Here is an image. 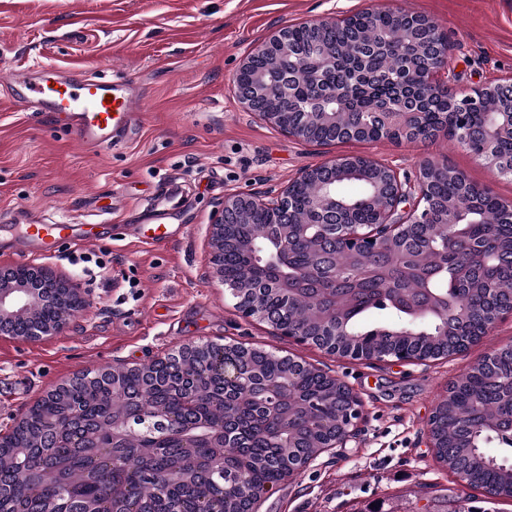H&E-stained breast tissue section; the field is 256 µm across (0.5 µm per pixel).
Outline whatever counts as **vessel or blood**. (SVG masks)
I'll return each instance as SVG.
<instances>
[{
    "mask_svg": "<svg viewBox=\"0 0 512 512\" xmlns=\"http://www.w3.org/2000/svg\"><path fill=\"white\" fill-rule=\"evenodd\" d=\"M0 85L11 89L15 105L52 116L92 151L111 148L116 132L134 129L141 117L139 99L123 78H68L54 70L27 77L16 70L1 74ZM73 231L63 223L23 224L13 227L12 244L18 255L44 256Z\"/></svg>",
    "mask_w": 512,
    "mask_h": 512,
    "instance_id": "vessel-or-blood-1",
    "label": "vessel or blood"
}]
</instances>
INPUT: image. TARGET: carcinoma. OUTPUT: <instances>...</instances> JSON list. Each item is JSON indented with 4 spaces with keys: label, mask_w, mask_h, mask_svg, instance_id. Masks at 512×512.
<instances>
[{
    "label": "carcinoma",
    "mask_w": 512,
    "mask_h": 512,
    "mask_svg": "<svg viewBox=\"0 0 512 512\" xmlns=\"http://www.w3.org/2000/svg\"><path fill=\"white\" fill-rule=\"evenodd\" d=\"M291 44L298 55L275 62L262 55L251 60L250 73L262 75L287 70L296 80L311 86L305 61L324 52L336 59L329 81L337 86L353 87L345 101L347 120L328 125L315 123L309 141L327 144L341 140L344 128L353 119L365 121L363 140L382 139V123L377 108L394 104L409 112L422 113V120L433 131H441L443 114L452 111L448 89L436 85L422 89L404 81L410 69L423 70L429 59L443 51V37L430 28H410L401 18L359 12L348 19L317 30L308 24L290 29ZM271 108L287 113L289 124L309 119V105L301 102L280 103L264 97L259 109ZM355 183L354 195L344 191L345 183ZM372 193V184L352 177L336 184V198L352 207L350 221L373 224L377 213L364 204ZM468 194L473 205L458 217L455 230L467 246L446 259L437 253L448 242V202ZM427 206L431 223L416 224L408 240L395 243L388 255L378 260L354 258L343 260L363 274V282L345 293L336 294V320L315 312L306 302L287 303L271 283L276 278L274 260L277 246L262 240L270 234L268 218L253 215L241 233L255 238L254 248L245 250L237 243L224 246V280L236 283L249 279L264 288L263 304L278 323L288 322L306 335L318 338L335 330L345 332L342 348H362L381 353L405 351L420 359H439L461 352L467 339L465 332L489 322L494 311L512 305V209L475 185L465 186L454 178L439 177L431 183ZM316 252L299 250L288 268V279L302 273L315 260ZM487 276L495 277L497 288L483 287ZM385 289L388 298L374 300ZM58 311L50 306L18 315L12 325L17 334L26 331L32 319H50ZM250 363L257 373L259 386L235 391L236 406L224 412L215 410L206 392L219 389L218 381L209 378L205 360L196 361L197 397L189 403L173 394L168 383L180 378L177 367L154 370V385H149L138 371L124 374L125 395L150 411L162 406L176 419L197 423L224 420V430L234 435L223 448L224 456L235 462L240 489L224 499L214 489L224 483L220 473L210 468L195 472L191 481L183 477L182 466L199 458L216 454L214 448H185L182 442L161 439L145 430L136 433L131 451L113 457L112 449L100 448L98 478L78 495L69 492L48 477L24 481L19 468L47 469L55 464L78 473L86 458L84 449L67 448L56 442L52 422L68 426L75 435L88 428L99 429L112 417V394L90 372L73 380L65 394L43 402L30 414L25 431L19 437L7 435L10 447L0 449V500L6 504L20 501L28 512H112V471L121 468L128 474L133 503L141 512H244L247 494L256 488L267 491L293 473L300 463L321 452L318 443L326 425L341 428L344 394L333 390L326 378L308 372L294 384L288 405L300 408L309 400L334 395L321 413L309 416L307 427L290 430L283 420V444L275 428L263 421L264 409L274 397V386L288 373L291 358L273 355L262 349H248ZM512 374V346L502 347L485 356L448 387V395L435 407V456L454 474L465 478L477 489L492 487L496 498L512 500V439L501 436V429L512 424V411L504 403L502 382ZM164 472L167 481L157 487L145 476ZM415 512H473L468 500L458 497L445 500L441 508L430 504Z\"/></svg>",
    "instance_id": "carcinoma-1"
}]
</instances>
